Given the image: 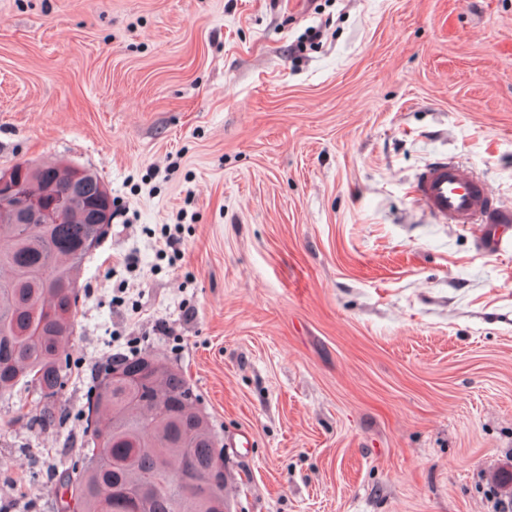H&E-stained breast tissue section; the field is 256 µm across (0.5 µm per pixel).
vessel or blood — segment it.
I'll return each mask as SVG.
<instances>
[{
  "instance_id": "obj_1",
  "label": "vessel or blood",
  "mask_w": 512,
  "mask_h": 512,
  "mask_svg": "<svg viewBox=\"0 0 512 512\" xmlns=\"http://www.w3.org/2000/svg\"><path fill=\"white\" fill-rule=\"evenodd\" d=\"M415 197L426 209L450 224H511L512 210L494 207L493 192L470 168L438 158L416 177Z\"/></svg>"
}]
</instances>
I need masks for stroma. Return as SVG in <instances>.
I'll list each match as a JSON object with an SVG mask.
<instances>
[{"instance_id":"stroma-1","label":"stroma","mask_w":512,"mask_h":512,"mask_svg":"<svg viewBox=\"0 0 512 512\" xmlns=\"http://www.w3.org/2000/svg\"><path fill=\"white\" fill-rule=\"evenodd\" d=\"M320 2L0 0V170L93 168L117 212L84 265L63 420L17 419L30 387L0 398V512H61L86 394L132 342L198 394L229 512H492L488 484L512 492V242L413 193L445 157L512 209V0ZM176 222L173 263L154 232Z\"/></svg>"}]
</instances>
